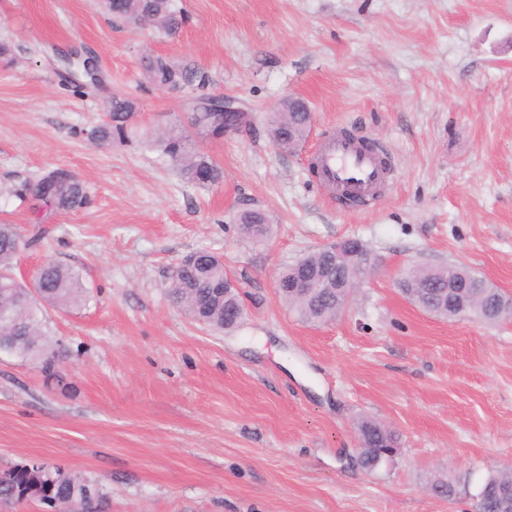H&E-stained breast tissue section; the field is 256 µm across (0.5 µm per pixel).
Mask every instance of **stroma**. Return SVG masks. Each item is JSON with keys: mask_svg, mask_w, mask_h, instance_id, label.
Returning a JSON list of instances; mask_svg holds the SVG:
<instances>
[{"mask_svg": "<svg viewBox=\"0 0 512 512\" xmlns=\"http://www.w3.org/2000/svg\"><path fill=\"white\" fill-rule=\"evenodd\" d=\"M178 37L112 18L100 0H0V188L65 168L85 185L63 212L0 197L24 245L14 272L72 268L85 306L46 308L59 378L0 355V467L39 459L97 479L100 512H474L512 467V320H443L407 300L411 266L460 263L512 293V0H178ZM91 51L83 94L57 50ZM204 70L166 92L142 57ZM137 110L125 140L89 137L114 92ZM221 94L248 123L200 149L219 183L194 187L146 142ZM313 124L293 151L271 125L285 99ZM385 149L377 202L337 207L311 175L323 133ZM270 222L245 236L240 212ZM344 238L373 250L369 283L336 320L302 321L280 271ZM207 250L246 315L215 331L171 304L173 267ZM399 436L392 463L357 465L356 423ZM449 473L455 492L424 489ZM510 480H512L511 473H505L500 471L491 473L484 481L478 493L481 495V499L477 501L476 511L499 512L496 509L495 493H497V491H499L503 485L509 483Z\"/></svg>", "mask_w": 512, "mask_h": 512, "instance_id": "stroma-1", "label": "stroma"}]
</instances>
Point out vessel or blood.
<instances>
[{
  "label": "vessel or blood",
  "mask_w": 512,
  "mask_h": 512,
  "mask_svg": "<svg viewBox=\"0 0 512 512\" xmlns=\"http://www.w3.org/2000/svg\"><path fill=\"white\" fill-rule=\"evenodd\" d=\"M315 160L323 181L343 187L351 199H373L387 176L379 149L366 148L356 138L325 136Z\"/></svg>",
  "instance_id": "obj_1"
}]
</instances>
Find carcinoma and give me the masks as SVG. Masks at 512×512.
<instances>
[{
    "label": "carcinoma",
    "instance_id": "obj_1",
    "mask_svg": "<svg viewBox=\"0 0 512 512\" xmlns=\"http://www.w3.org/2000/svg\"><path fill=\"white\" fill-rule=\"evenodd\" d=\"M103 6L112 16L136 27L142 25L143 17L149 16L152 18L151 25L167 36L176 35L185 22L176 0H103ZM142 69L149 82L169 92L195 85L203 87L208 81V76L198 67L177 64L160 56L145 57ZM209 102L208 95L197 98L191 116V129L176 125L160 133L155 140L162 157L176 167L184 183L191 186H209L221 179L219 168L207 154L196 149L191 140L193 134L202 140L218 138L224 129V113L210 111ZM135 110L133 100L121 93L114 94L108 119L93 128L91 139L103 145L127 136ZM279 121L281 140L278 146L288 151L306 139L312 116L308 112H283ZM9 195L41 203L50 211L61 212L80 206L85 199V188L72 172L58 168L35 181L20 184L9 191ZM238 222L244 232L254 236L269 232V221L259 210L241 212ZM21 243V236L13 225L0 224V272L3 273L0 277V312L10 313L20 324L30 321L36 326L32 341L16 343L15 355L40 363L44 373L52 376L59 363V354L44 330L40 317L41 305L60 309L76 306L83 300V288L73 270L49 262L41 266L37 273L36 297L31 302L27 301V286L8 276ZM228 276L220 256L206 251L194 252L171 289L170 301L184 309L194 320L222 329L227 318L235 311L243 310L238 293L225 296L220 291L224 278ZM450 280L466 285L463 292L476 297L472 317L490 322L509 318V312L497 309L500 293L462 265L410 268L403 273L401 292L434 316L444 319L448 312V296L456 292V289L448 287ZM279 297L299 317L311 323H325L336 318V310L344 301L343 292L336 288V284L325 281L305 298H296L286 289L279 293ZM357 429L366 434L370 443L368 453L358 459V465L364 470H371L377 459L389 449L390 443L397 441L396 434L371 418L362 420ZM40 481L45 492L64 504L79 499L89 489H100L97 482L64 469L47 473ZM511 481V473H491L481 486V499L477 501L476 509L480 512H497L495 493ZM28 482L30 477L26 470L19 469L16 483L0 484V499L24 501L21 486Z\"/></svg>",
    "mask_w": 512,
    "mask_h": 512
}]
</instances>
